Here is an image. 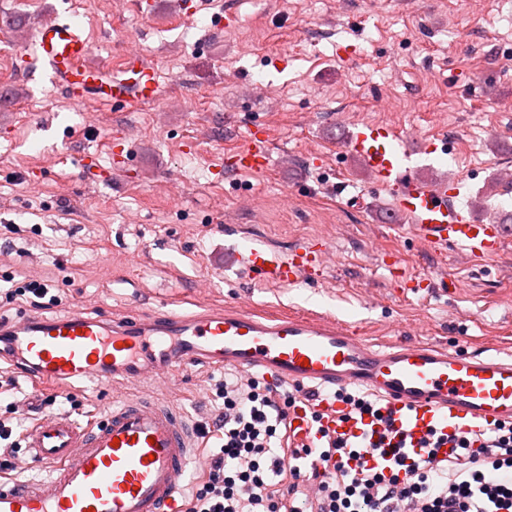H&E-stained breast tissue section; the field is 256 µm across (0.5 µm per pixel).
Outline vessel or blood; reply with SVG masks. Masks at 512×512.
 Instances as JSON below:
<instances>
[{
	"label": "vessel or blood",
	"mask_w": 512,
	"mask_h": 512,
	"mask_svg": "<svg viewBox=\"0 0 512 512\" xmlns=\"http://www.w3.org/2000/svg\"><path fill=\"white\" fill-rule=\"evenodd\" d=\"M31 43L44 80L73 105L156 96L154 72L142 58L132 57L117 75L90 64V41L57 15L37 22ZM269 145L266 129H251L249 145L235 155L231 169H264ZM348 150L362 163L369 187L390 190L393 219H406L425 247H447L480 261L498 254L512 236V226L473 213L460 182L422 179L392 126L355 124ZM324 260L319 249L284 252L258 239L231 257L260 281L282 286ZM3 337L12 361L37 381L102 385L157 381L198 364L230 367L263 373L277 389L298 386L315 394L329 431L382 433L369 419L350 417L348 405L336 398L344 389L362 390L414 447L433 430L475 436L491 424L512 422V354L463 355L428 342L379 346L323 318L268 317L244 306L194 315L173 310L150 319L93 318L76 309L61 318L0 322ZM288 431L295 448L320 439L303 405L290 413ZM21 439L51 472L46 481L26 484L1 476L0 512H173L177 493L193 475L194 431L160 401L124 402L93 426L49 416Z\"/></svg>",
	"instance_id": "1"
}]
</instances>
